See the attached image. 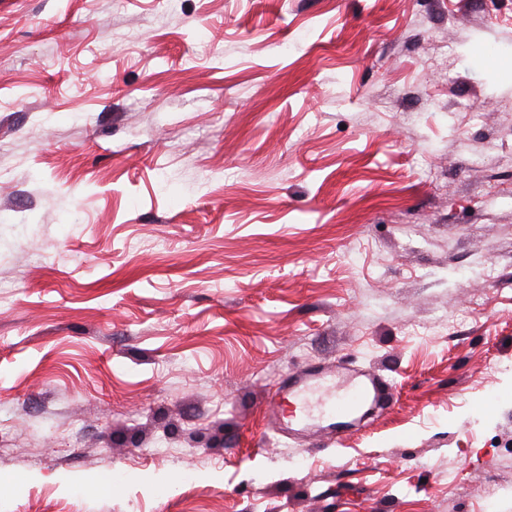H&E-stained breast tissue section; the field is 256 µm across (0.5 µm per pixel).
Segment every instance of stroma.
<instances>
[{"mask_svg":"<svg viewBox=\"0 0 512 512\" xmlns=\"http://www.w3.org/2000/svg\"><path fill=\"white\" fill-rule=\"evenodd\" d=\"M0 512H512V0H0ZM380 380L374 373L357 377L342 373L331 366L317 372H300L290 385L288 393L293 399L295 417L305 424L308 420L305 398L313 390L325 388L324 411L328 418H347L379 396Z\"/></svg>","mask_w":512,"mask_h":512,"instance_id":"stroma-1","label":"stroma"}]
</instances>
